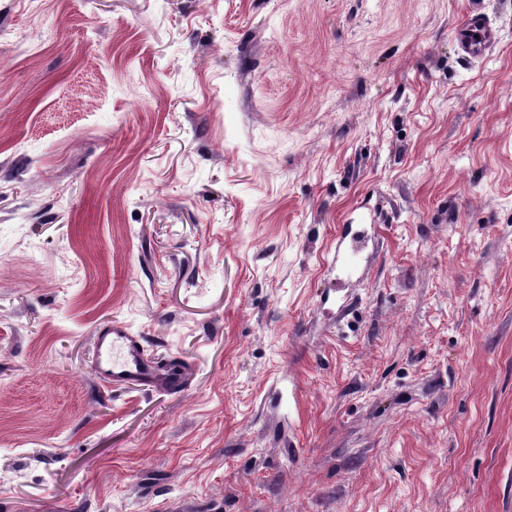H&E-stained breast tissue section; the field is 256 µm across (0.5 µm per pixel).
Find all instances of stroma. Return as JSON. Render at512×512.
<instances>
[{
	"instance_id": "1",
	"label": "stroma",
	"mask_w": 512,
	"mask_h": 512,
	"mask_svg": "<svg viewBox=\"0 0 512 512\" xmlns=\"http://www.w3.org/2000/svg\"><path fill=\"white\" fill-rule=\"evenodd\" d=\"M470 7L0 0V512H512V0L466 63ZM114 321L181 391L101 385ZM349 232L345 234H341L338 237L336 253L333 257L332 263L338 266H347L349 267L353 274H356L360 268V259L358 257V250L356 248H348L345 244V239L347 238Z\"/></svg>"
}]
</instances>
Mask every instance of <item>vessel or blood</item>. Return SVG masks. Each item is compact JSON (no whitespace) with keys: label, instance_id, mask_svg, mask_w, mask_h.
Returning <instances> with one entry per match:
<instances>
[{"label":"vessel or blood","instance_id":"1","mask_svg":"<svg viewBox=\"0 0 512 512\" xmlns=\"http://www.w3.org/2000/svg\"><path fill=\"white\" fill-rule=\"evenodd\" d=\"M461 31L459 45L463 58H472L493 44L494 34L483 0H473ZM93 368L98 378L112 388L146 385L157 375V363L148 355L141 340L118 322L97 332Z\"/></svg>","mask_w":512,"mask_h":512}]
</instances>
